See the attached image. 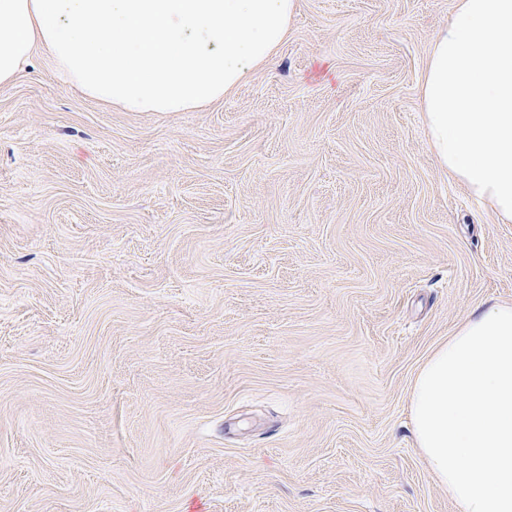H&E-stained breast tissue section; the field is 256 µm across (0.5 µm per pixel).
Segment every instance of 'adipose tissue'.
Listing matches in <instances>:
<instances>
[{
  "label": "adipose tissue",
  "mask_w": 512,
  "mask_h": 512,
  "mask_svg": "<svg viewBox=\"0 0 512 512\" xmlns=\"http://www.w3.org/2000/svg\"><path fill=\"white\" fill-rule=\"evenodd\" d=\"M297 0H0V85L35 49L128 112L223 99L286 40ZM440 165L512 223V0H456L420 84ZM415 444L455 512H512V304L473 310L418 367Z\"/></svg>",
  "instance_id": "adipose-tissue-1"
}]
</instances>
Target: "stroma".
I'll return each mask as SVG.
<instances>
[{
	"mask_svg": "<svg viewBox=\"0 0 512 512\" xmlns=\"http://www.w3.org/2000/svg\"><path fill=\"white\" fill-rule=\"evenodd\" d=\"M455 0H298L202 111L0 86V512H453L408 400L512 223L440 167Z\"/></svg>",
	"mask_w": 512,
	"mask_h": 512,
	"instance_id": "1",
	"label": "stroma"
}]
</instances>
